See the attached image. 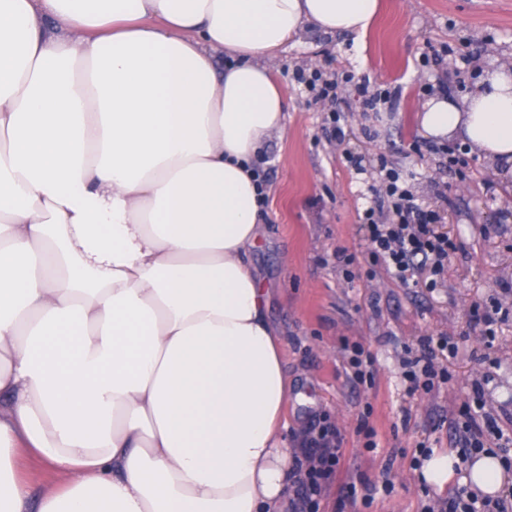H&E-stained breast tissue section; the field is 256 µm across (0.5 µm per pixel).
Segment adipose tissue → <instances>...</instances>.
Wrapping results in <instances>:
<instances>
[{"instance_id": "obj_1", "label": "adipose tissue", "mask_w": 512, "mask_h": 512, "mask_svg": "<svg viewBox=\"0 0 512 512\" xmlns=\"http://www.w3.org/2000/svg\"><path fill=\"white\" fill-rule=\"evenodd\" d=\"M379 8L0 0V512H281L289 380L248 258L286 111L271 62ZM421 126L512 164V72L432 96ZM21 448L66 477L36 504ZM458 463L432 449L419 477L512 479Z\"/></svg>"}]
</instances>
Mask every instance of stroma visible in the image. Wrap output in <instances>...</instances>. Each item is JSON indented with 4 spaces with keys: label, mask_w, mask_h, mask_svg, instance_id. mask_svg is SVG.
<instances>
[{
    "label": "stroma",
    "mask_w": 512,
    "mask_h": 512,
    "mask_svg": "<svg viewBox=\"0 0 512 512\" xmlns=\"http://www.w3.org/2000/svg\"><path fill=\"white\" fill-rule=\"evenodd\" d=\"M448 48L443 64L423 68L429 48ZM512 62V0H381L374 26L361 39L306 29L272 61L287 100L283 132L263 153L271 189L263 211L264 233L250 259L269 290L267 315L284 347L292 395L285 408L291 458L320 427L343 438V465L319 512H336L338 486L370 489L345 512H424L441 500L424 492L412 465L415 445L455 448L453 422L474 384L498 431L512 437V185L497 165L467 153L465 172L443 168L437 157L418 158L425 141L419 111L433 90L462 97L473 92L484 69ZM353 70L369 75L396 99L373 111L346 89L337 103L349 146L367 166L385 159L411 177L419 204L439 212L437 232L457 245L436 290L405 286L383 266H370L358 214L365 186L325 139L327 114L293 79L298 68ZM356 257L353 278L336 262L338 251ZM491 313L495 337L486 340L477 312ZM424 336H445L460 350L446 365L448 382L408 396L401 378L406 347ZM357 342L373 358L372 380L346 374L344 342ZM367 420L378 446L358 441ZM19 465L33 498L64 483L28 449ZM394 484L382 490L384 480Z\"/></svg>",
    "instance_id": "stroma-1"
}]
</instances>
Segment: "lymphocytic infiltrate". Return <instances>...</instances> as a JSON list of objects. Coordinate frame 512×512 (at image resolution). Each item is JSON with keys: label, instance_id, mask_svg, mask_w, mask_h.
<instances>
[{"label": "lymphocytic infiltrate", "instance_id": "obj_1", "mask_svg": "<svg viewBox=\"0 0 512 512\" xmlns=\"http://www.w3.org/2000/svg\"><path fill=\"white\" fill-rule=\"evenodd\" d=\"M296 79L317 102L334 100L342 82L354 84L363 103L369 107L389 103L393 97L386 89L371 91L369 77H359L350 71L338 76L308 69L300 71ZM369 191L371 204L363 211L359 231L368 245L371 261L385 267L401 283L419 282L425 288H437L444 266L456 249L453 241L435 231L438 214L417 203L407 180L396 169L380 166L377 182ZM458 351V344L447 337H423L418 350L409 353L401 364L407 394L429 392L436 383L447 382L448 371L439 356L445 353L453 357ZM482 407V390L477 387L461 408L466 419L459 438L465 449L462 461H469L470 451L485 448L487 435L494 428L491 418L482 414ZM341 443L339 433L328 428L321 429L309 440L310 450L295 472L301 512H318L328 483L342 467Z\"/></svg>", "mask_w": 512, "mask_h": 512}]
</instances>
